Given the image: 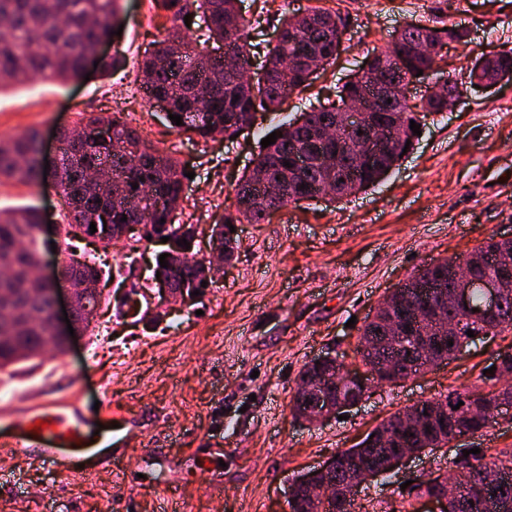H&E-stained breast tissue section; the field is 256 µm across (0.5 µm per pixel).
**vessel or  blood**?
Segmentation results:
<instances>
[{"label": "vessel or blood", "mask_w": 512, "mask_h": 512, "mask_svg": "<svg viewBox=\"0 0 512 512\" xmlns=\"http://www.w3.org/2000/svg\"><path fill=\"white\" fill-rule=\"evenodd\" d=\"M45 422L34 432L36 422ZM104 434L88 431L86 416L75 394L33 405L22 411L0 409V452L19 456L65 479L92 475L84 460L104 445Z\"/></svg>", "instance_id": "b4317fda"}]
</instances>
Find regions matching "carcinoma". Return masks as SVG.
<instances>
[{
	"instance_id": "carcinoma-1",
	"label": "carcinoma",
	"mask_w": 512,
	"mask_h": 512,
	"mask_svg": "<svg viewBox=\"0 0 512 512\" xmlns=\"http://www.w3.org/2000/svg\"><path fill=\"white\" fill-rule=\"evenodd\" d=\"M118 0H0V20L7 22L9 31L0 44V89L22 84L34 77L54 79L60 82L77 81L85 72L86 63L98 59V72L110 75L121 64L117 55L97 58L101 41L113 37L118 29ZM163 7L173 13L178 30L167 34L157 42V48L144 60L139 70V82L148 98L168 99V113L181 116L182 125L169 122L170 128L179 134L190 133L201 140L217 134L228 139L251 125L255 113L265 108H277L294 92L311 85L319 73L336 60V29L343 26L341 16L333 11L314 7L309 9L312 20L295 21L296 13L288 11V0H282V17L277 29L282 39L276 45L263 48L249 42L250 31L270 22L269 0L246 17L235 22L238 39L248 46V53L264 58L267 65L264 82L252 88L245 87L238 77V69L249 63V57L237 59L231 70L224 67L220 50L226 46L227 25L232 23L234 0H161ZM195 21L198 15L209 19L207 40L217 44L208 52L196 49L194 26L184 22L185 15ZM465 31L449 27L445 30L423 24H411L395 33L388 46V54L399 48L413 49L419 42L432 40L444 48L446 41L460 42ZM183 41L185 52L176 53L172 40ZM433 56L413 55L404 77L412 79L418 72L429 74L436 80L450 84L440 72L438 60ZM388 58H375L368 70L355 76L350 84L342 85L338 105L309 111L310 122L333 124L336 110L348 106L363 97L372 80L396 74L387 68ZM501 71L512 73V51H504L481 71L471 70L470 78L481 81ZM369 107L385 110L400 120L397 126H385L390 143L380 159L372 167L357 172L347 162L350 145L363 139L369 126L344 133L342 145L336 141L323 143L312 129H301L285 122L274 128L281 134L276 142L263 148L254 160L251 172L243 174L235 186V212L226 213L212 227L214 246L223 249L224 257L232 260L237 240L230 232L234 224H260L270 212L264 203L266 190L254 182L256 175L268 172V179L281 189L279 207L302 201H318L326 198L324 188H334L330 201L336 202L356 191L367 190L387 176L385 170L393 169L404 156L407 141L416 134L410 122H419L418 114L439 113L447 108V101L427 95L415 105L408 102L369 103ZM112 128V139L103 143L95 136L101 126ZM84 132L80 145L69 139V132L62 133L65 147L60 155V194L67 207L68 224L60 252L63 262L78 264L82 272L93 278H101L102 270L93 254L78 252L73 235L90 234L88 216L103 212L111 225L120 224L122 217L127 223L142 226L140 239L153 237L159 232L176 235L184 225L175 223V211L181 199L180 191L186 179L185 170L172 157L160 152L143 140L137 129L122 117L112 114L82 116L76 123ZM336 153L338 161L326 162L323 155ZM307 161V170L295 177L285 163H294V156ZM112 157V184L88 182L85 171L101 157ZM43 174L40 160L39 133L30 129L20 135L0 138V179H8L22 185H35ZM138 188H132V185ZM165 223H160V220ZM42 215L35 209L18 208L0 210V369L13 365L27 355L39 350L42 343L49 344L58 353L66 352L64 339L52 335L50 302L46 293L33 295L28 288H42V283H30L40 260L41 239L38 229ZM499 261L500 266L512 268V241L488 239L470 251L464 258L469 275L474 277L489 270L481 262L483 258ZM153 272L160 273L176 290L191 294L210 281L200 261L170 262L168 267L155 265ZM427 287V299L434 305L443 304L442 296L448 290V260L441 259L412 275ZM389 312L383 307L375 310L374 319L366 320L361 328L360 340L368 343L383 335L384 322ZM412 340L397 348L382 345L375 353H361L364 359H372L375 368L382 360L392 357L405 368H415L418 356L412 350ZM498 378L494 374L480 375L477 383L462 390H452L441 399L448 411V420L440 423L424 419L421 428L388 422L387 431L401 439L407 448H425L439 437L454 430H485L491 427L493 417L492 397L485 394L472 398L481 389H492ZM336 411L354 406L358 394L347 387L333 388ZM464 402L455 410L453 406ZM370 432L357 445L341 451L342 456H359L377 467L390 465L395 456L392 448L376 447ZM493 464L500 472L497 484L481 495H468L448 501L446 512H512V449L501 450L488 457L485 453L464 456L460 452L453 466L469 468L472 478L482 479L487 464Z\"/></svg>"
}]
</instances>
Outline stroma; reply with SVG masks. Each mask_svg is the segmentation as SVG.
Instances as JSON below:
<instances>
[{
	"label": "stroma",
	"instance_id": "stroma-1",
	"mask_svg": "<svg viewBox=\"0 0 512 512\" xmlns=\"http://www.w3.org/2000/svg\"><path fill=\"white\" fill-rule=\"evenodd\" d=\"M120 5L123 31L107 50L122 55L121 68L107 78L1 89L0 136L36 129L49 159L58 126L74 125L82 112L121 110L191 171L178 220L195 227L201 258L264 132L334 99L395 31L409 23L465 29V42L443 50L442 66L455 79L476 59L512 49V0H293L296 12L321 7L346 17L336 62L294 93L286 110L258 113L253 128L233 140L206 142L171 131L137 80L140 62L172 27L171 12L155 0ZM19 207L65 221L50 179L36 186L0 181V209ZM235 230L234 259L213 272L194 304H173L155 322L127 317L107 300L98 318L113 333L107 348L88 333L65 355L42 353L0 370V399L26 406L75 384L87 416L105 395L123 418L113 448L100 450L95 474L82 480L0 455V512H163L169 484L177 488L176 512H288L296 476L359 443L391 413L474 385L498 355L512 353L507 331L401 384L371 383L346 419L308 424L290 412L298 373L310 360L330 353L361 368L360 325L385 294L439 259L464 257L492 236L512 238V80L468 88L455 109L428 115L414 149L369 190L339 203L291 204ZM156 251L125 239L100 257L144 300L157 291ZM117 447L125 459L120 474L108 464ZM214 447L223 449L222 463L203 466L195 449ZM474 447L512 448V420L372 479L355 498L356 512H429L430 503L403 491V483L448 469L459 449Z\"/></svg>",
	"mask_w": 512,
	"mask_h": 512
}]
</instances>
